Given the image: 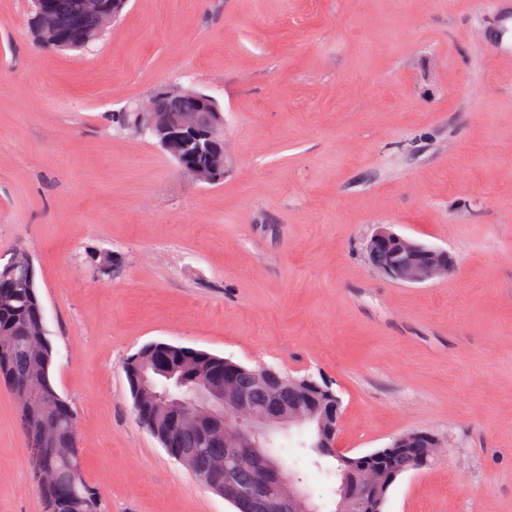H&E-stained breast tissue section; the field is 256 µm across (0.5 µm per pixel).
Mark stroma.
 Segmentation results:
<instances>
[{
    "label": "stroma",
    "mask_w": 512,
    "mask_h": 512,
    "mask_svg": "<svg viewBox=\"0 0 512 512\" xmlns=\"http://www.w3.org/2000/svg\"><path fill=\"white\" fill-rule=\"evenodd\" d=\"M29 11L0 0V259L34 261L104 512H236L140 424L123 366L151 342L326 381L349 456L437 436L384 512H512V56L483 37L494 17L473 0H129L80 54L38 48ZM175 84L224 109L218 184L112 127ZM381 227L452 271L383 276L366 252ZM0 512H45L1 384Z\"/></svg>",
    "instance_id": "35a3bbf8"
}]
</instances>
